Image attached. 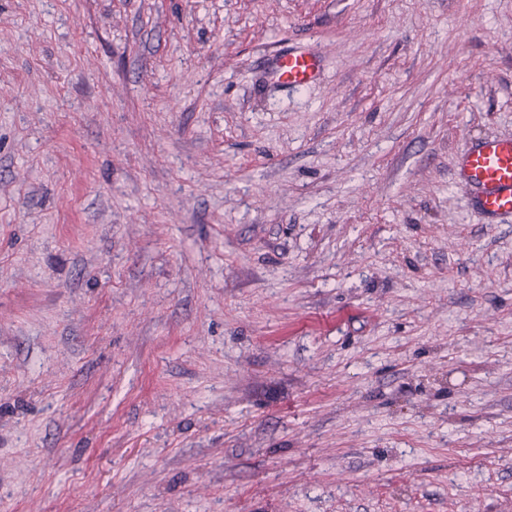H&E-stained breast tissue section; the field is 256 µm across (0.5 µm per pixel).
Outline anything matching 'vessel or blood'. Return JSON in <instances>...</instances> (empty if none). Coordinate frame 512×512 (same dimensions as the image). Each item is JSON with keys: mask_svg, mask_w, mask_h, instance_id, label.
<instances>
[{"mask_svg": "<svg viewBox=\"0 0 512 512\" xmlns=\"http://www.w3.org/2000/svg\"><path fill=\"white\" fill-rule=\"evenodd\" d=\"M271 71L276 81L302 88L317 79L319 55L306 50L275 56ZM470 192V204L488 223L512 216V137H492L464 146L455 172Z\"/></svg>", "mask_w": 512, "mask_h": 512, "instance_id": "1", "label": "vessel or blood"}]
</instances>
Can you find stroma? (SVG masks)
<instances>
[{"label": "stroma", "mask_w": 512, "mask_h": 512, "mask_svg": "<svg viewBox=\"0 0 512 512\" xmlns=\"http://www.w3.org/2000/svg\"><path fill=\"white\" fill-rule=\"evenodd\" d=\"M495 136L512 0H0V512H512ZM318 60L319 55L314 51L288 52L272 59L271 71L278 83L302 88L317 79ZM456 179L471 191L470 204L488 224L512 216V137L465 145Z\"/></svg>", "instance_id": "stroma-1"}]
</instances>
